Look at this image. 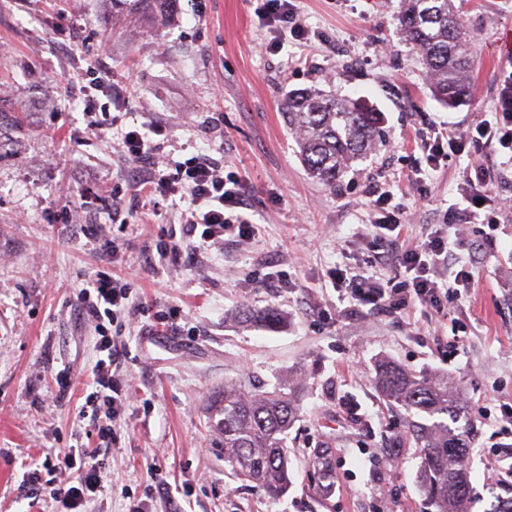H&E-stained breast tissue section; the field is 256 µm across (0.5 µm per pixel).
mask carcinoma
Wrapping results in <instances>:
<instances>
[{"label": "carcinoma", "mask_w": 512, "mask_h": 512, "mask_svg": "<svg viewBox=\"0 0 512 512\" xmlns=\"http://www.w3.org/2000/svg\"><path fill=\"white\" fill-rule=\"evenodd\" d=\"M399 30L420 54L435 97L455 105L467 96L476 59L461 7L455 0H401ZM288 125L298 135L304 166L327 185L385 144L376 113L357 100L314 86L288 96ZM245 321L273 323V309L239 312ZM381 396L424 421L410 434L419 448L420 479L435 512H471V424L462 419L463 398L448 380L417 375L387 365L377 379ZM213 428L224 461L242 479L271 496L288 490L285 435L297 408L280 387L249 389L240 381L224 383L210 405Z\"/></svg>", "instance_id": "carcinoma-1"}]
</instances>
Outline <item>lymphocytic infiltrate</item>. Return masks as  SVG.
Segmentation results:
<instances>
[{
  "label": "lymphocytic infiltrate",
  "mask_w": 512,
  "mask_h": 512,
  "mask_svg": "<svg viewBox=\"0 0 512 512\" xmlns=\"http://www.w3.org/2000/svg\"><path fill=\"white\" fill-rule=\"evenodd\" d=\"M475 132L479 144L512 150V80L500 89L493 118L478 124ZM166 134V127L160 124L147 133L136 127L119 133L136 188L153 197L177 198L186 204L180 212L179 229L168 230L155 252L143 258L145 268L154 274L167 263L192 257L213 245L247 243L256 235L246 182L224 174L211 156L195 154L173 172L160 173L155 162L157 139ZM401 228V214L395 210L378 218L371 231L376 244L373 264L401 271V278L385 279L359 266H338L328 272L333 287L359 306L392 307L409 315L422 308L444 318L450 316L474 286L473 263L455 253L456 239L450 225H430L412 246L401 244ZM77 301L79 310L99 325L131 315L145 317L150 312L149 307L133 300L127 281L104 270L86 278ZM98 350L101 357L92 369L90 391L79 416L104 440L111 437L112 423L128 401L127 391L112 373L128 350L105 335L100 338ZM56 467L74 471V478L65 483L45 480L36 471L29 477V485L47 482L53 500L61 506L60 512H82L103 488V463L97 449L69 447L58 457Z\"/></svg>",
  "instance_id": "1"
}]
</instances>
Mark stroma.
Instances as JSON below:
<instances>
[{
    "instance_id": "35a3bbf8",
    "label": "stroma",
    "mask_w": 512,
    "mask_h": 512,
    "mask_svg": "<svg viewBox=\"0 0 512 512\" xmlns=\"http://www.w3.org/2000/svg\"><path fill=\"white\" fill-rule=\"evenodd\" d=\"M261 0H177L165 23L113 13L111 0H0V512H53L48 494L31 503L23 464H53L85 442L78 410L83 383L99 357L93 322L74 314L84 278L100 267V248L122 244L115 271L153 310L178 307L182 334L150 332L144 319L123 321L114 339L129 350L114 372L130 393L102 449L108 480L89 512H433L418 481L410 417L384 402L381 363L447 377L464 395L477 436L472 512L492 497H512L498 454L512 436L486 410L512 403V209L495 228L463 223L467 176L495 170L493 198H512V151L468 146L429 172L420 140L433 130L471 133L493 112L512 76V0H465L478 64L465 102L448 107L401 34L399 0H294L308 39L273 36ZM112 73L111 89L90 69ZM362 99L377 112L387 144L336 185L313 181L296 134L282 113L288 92L312 86ZM119 128L161 123L169 140L160 168L202 152L250 186L259 238L201 252L195 263L142 272L145 249L179 220L128 185L116 141L87 129L89 119ZM399 181L402 242L429 224H455L475 266V288L457 320L377 312L340 299L328 271L372 255L368 229L378 214L373 193ZM94 199L83 204L82 188ZM120 195L127 227H118ZM274 263L283 288L246 281ZM274 308L275 325L242 323V307ZM467 327L457 356L448 339ZM69 368L70 398L52 392ZM238 378L291 393L298 414L288 431L290 484L272 498L236 477L210 426L211 399ZM338 478L321 481L315 449ZM168 488L158 490V480Z\"/></svg>"
}]
</instances>
